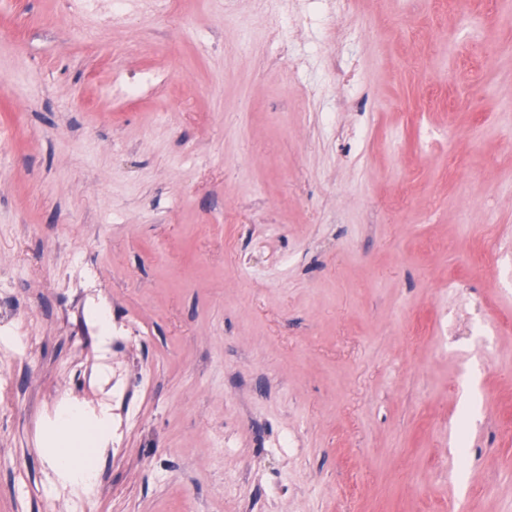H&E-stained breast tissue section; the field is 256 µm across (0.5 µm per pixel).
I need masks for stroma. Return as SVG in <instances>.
Segmentation results:
<instances>
[{
    "label": "stroma",
    "instance_id": "stroma-1",
    "mask_svg": "<svg viewBox=\"0 0 512 512\" xmlns=\"http://www.w3.org/2000/svg\"><path fill=\"white\" fill-rule=\"evenodd\" d=\"M470 7L0 0V311L44 338L0 512H512V14ZM76 251L156 370L98 491L49 460Z\"/></svg>",
    "mask_w": 512,
    "mask_h": 512
}]
</instances>
